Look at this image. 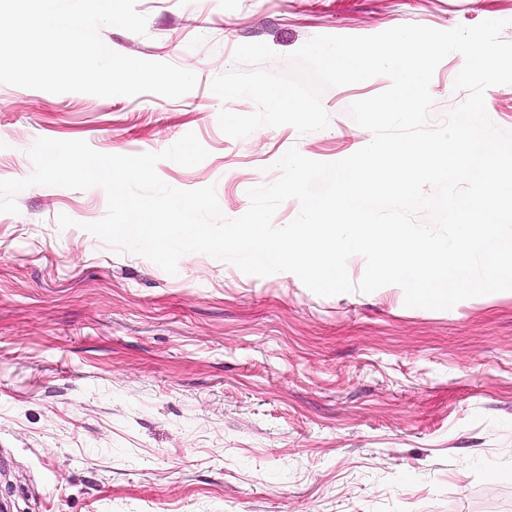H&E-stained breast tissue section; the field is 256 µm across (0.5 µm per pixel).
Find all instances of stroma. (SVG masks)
<instances>
[{"mask_svg": "<svg viewBox=\"0 0 512 512\" xmlns=\"http://www.w3.org/2000/svg\"><path fill=\"white\" fill-rule=\"evenodd\" d=\"M146 35L106 26L112 50L196 73L178 99L98 97L0 84V179L29 177L40 138L106 154L159 152L195 133L208 157L156 167L215 186L225 217L275 182L289 148L333 162L371 133L350 105L390 81L326 88V129L242 139L218 125L212 79L239 44L276 54L319 35L438 30L503 20L512 0H137ZM448 55L429 123L462 100ZM0 214V500L11 512H512V291L448 310L396 285L321 297L292 273L244 274L201 253L176 274L87 231L103 189L32 186ZM74 219L57 224L59 214Z\"/></svg>", "mask_w": 512, "mask_h": 512, "instance_id": "35a3bbf8", "label": "stroma"}]
</instances>
